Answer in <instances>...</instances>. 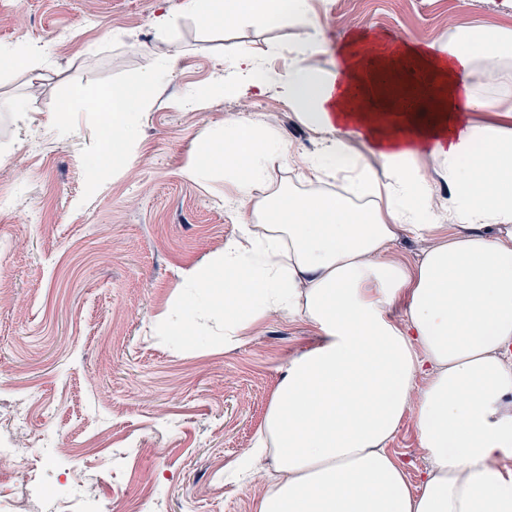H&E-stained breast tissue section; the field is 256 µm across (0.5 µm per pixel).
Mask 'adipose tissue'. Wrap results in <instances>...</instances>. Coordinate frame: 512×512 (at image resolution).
Listing matches in <instances>:
<instances>
[{
    "instance_id": "ef3b65f1",
    "label": "adipose tissue",
    "mask_w": 512,
    "mask_h": 512,
    "mask_svg": "<svg viewBox=\"0 0 512 512\" xmlns=\"http://www.w3.org/2000/svg\"><path fill=\"white\" fill-rule=\"evenodd\" d=\"M185 9L257 29L297 26L284 70L244 54L215 82L275 92L321 135L319 152L301 159L275 128L239 118L194 167L223 170L236 216L215 261L223 287H211V271L187 274L201 308L223 312L225 347L273 313L319 336L289 358L235 462L253 478L266 455L276 458L256 512H512V82L493 69L512 58V28H463L394 51L354 31L328 74L316 64L328 41L310 0H185ZM182 56L169 45L146 55L138 82L113 85L108 103L87 97L105 114L109 161L127 162L156 78ZM404 56L424 71L429 111L398 108L390 92ZM492 111L496 121L478 120ZM421 140L432 141L448 185L440 206ZM295 159L302 191L274 187L272 172ZM423 233L434 241L407 265L393 244ZM409 417L427 463L416 486L387 450Z\"/></svg>"
}]
</instances>
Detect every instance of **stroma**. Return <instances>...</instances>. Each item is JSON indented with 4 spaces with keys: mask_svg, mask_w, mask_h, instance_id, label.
Segmentation results:
<instances>
[{
    "mask_svg": "<svg viewBox=\"0 0 512 512\" xmlns=\"http://www.w3.org/2000/svg\"><path fill=\"white\" fill-rule=\"evenodd\" d=\"M184 0H0V49L42 48L41 67L0 68V408L30 406L32 424L57 450L44 485L65 493L86 436L112 458L98 488L109 512H254L275 472L234 481L231 464L250 446L289 357L314 345L303 319L273 314L247 340L224 346L223 313H200L191 338L159 319L187 313L193 269H208L233 236L224 174L189 170L218 146L239 113L272 125L298 153L320 136L273 96L209 94L222 63L241 52L287 65L295 30L245 21L205 22ZM329 41L355 28L414 46L459 29L512 27L504 0H311ZM167 12L169 25L155 18ZM176 43L184 60L157 81L129 164L101 162L105 134L88 90L138 81L145 51ZM40 92L23 100L33 75ZM199 105L183 106L188 95ZM72 110L58 121L62 105ZM411 483L426 469L413 421L389 445Z\"/></svg>",
    "mask_w": 512,
    "mask_h": 512,
    "instance_id": "obj_1",
    "label": "stroma"
}]
</instances>
